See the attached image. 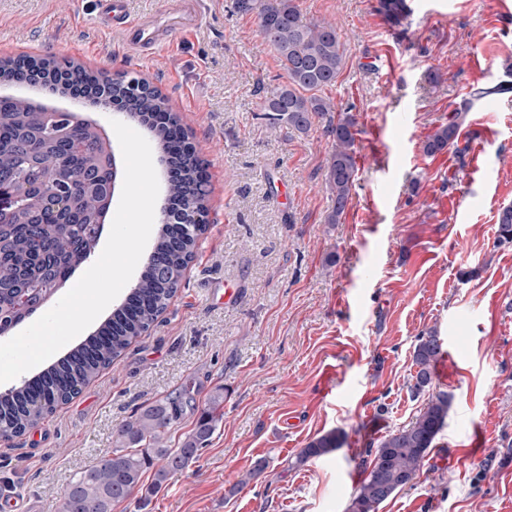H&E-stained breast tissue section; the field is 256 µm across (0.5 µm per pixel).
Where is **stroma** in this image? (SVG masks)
Returning a JSON list of instances; mask_svg holds the SVG:
<instances>
[{
	"label": "stroma",
	"instance_id": "obj_1",
	"mask_svg": "<svg viewBox=\"0 0 512 512\" xmlns=\"http://www.w3.org/2000/svg\"><path fill=\"white\" fill-rule=\"evenodd\" d=\"M336 22L346 62L323 94L358 130L357 176L339 223L322 123L274 131L260 102L286 81L257 14L233 0H128L153 23L189 11L176 37L130 48L96 0H0V58L54 56L158 88L209 175L208 227L183 284L151 330L54 416L0 442V512H61L78 472L131 418L196 390L224 393V419L198 459L149 496L145 512H346L371 439L410 423L430 392L451 408L423 469L379 512H512V100L477 98L504 79L512 12L500 0H409L387 23L379 0H298ZM27 98L101 126L111 108L26 84ZM461 110L459 153L422 143ZM456 338L447 379L414 394L418 336ZM334 397L320 399L326 370ZM483 458L467 448L474 427ZM341 432L327 456L298 463ZM341 446V434L331 431L311 441L304 448L299 457V462H305L311 458L327 455Z\"/></svg>",
	"mask_w": 512,
	"mask_h": 512
}]
</instances>
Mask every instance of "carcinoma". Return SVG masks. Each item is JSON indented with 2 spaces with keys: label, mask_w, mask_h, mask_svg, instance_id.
I'll use <instances>...</instances> for the list:
<instances>
[{
  "label": "carcinoma",
  "mask_w": 512,
  "mask_h": 512,
  "mask_svg": "<svg viewBox=\"0 0 512 512\" xmlns=\"http://www.w3.org/2000/svg\"><path fill=\"white\" fill-rule=\"evenodd\" d=\"M235 9L257 13L260 33L286 73V83L262 101L271 125L306 133L314 121L326 120L325 132L333 140L326 180L335 198L328 223L335 224L345 212L357 172L356 121L349 115L333 120L331 101L319 95L336 82L345 65L336 24L305 21L296 0H235ZM379 11L397 26L411 8L407 0H379ZM57 65L53 56L0 61V80L12 81L31 69L53 77ZM70 73L80 84L101 86L104 100H121L130 117L150 122L169 166L170 218L160 225L136 285L96 334L38 378L0 392V439L5 441L44 422L148 332L181 287L184 271L195 257L197 238L206 229L197 224L188 234L177 222L182 214L206 210L207 191L196 148L161 92L133 73L112 84L106 82L107 74L89 73L73 62ZM33 108L32 102L17 98L0 103V175L8 179L17 197L29 202L12 223L0 224V333L9 332L27 316L14 305L18 291L34 288L42 298H51L76 267L95 255L100 240V203L105 193L100 174L104 159L112 157L110 144L98 138L94 126H76L71 112H59L54 120L40 124L34 120ZM460 128L456 113L427 136L424 154L458 147ZM498 224L499 236L511 241L512 206L500 211ZM441 353L435 333L418 337L415 392L431 385ZM223 403V394L215 393L178 448L169 447L163 434L177 419L179 402L166 401L134 416L120 430L116 447L68 484L62 512H112L113 503L139 490L148 471L153 472L152 489L161 488L198 458L224 418ZM450 406L448 392L439 391L412 422L369 444L372 459L347 512H378L381 504L415 479L446 425ZM340 446L341 434L328 432L311 441L299 461L327 455Z\"/></svg>",
  "instance_id": "obj_1"
}]
</instances>
